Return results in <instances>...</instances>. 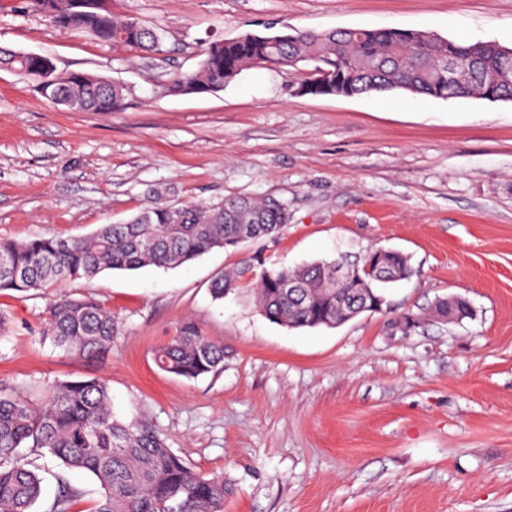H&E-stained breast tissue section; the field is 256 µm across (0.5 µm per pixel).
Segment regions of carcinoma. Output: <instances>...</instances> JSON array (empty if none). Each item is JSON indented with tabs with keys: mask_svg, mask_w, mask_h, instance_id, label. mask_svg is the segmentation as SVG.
Wrapping results in <instances>:
<instances>
[{
	"mask_svg": "<svg viewBox=\"0 0 512 512\" xmlns=\"http://www.w3.org/2000/svg\"><path fill=\"white\" fill-rule=\"evenodd\" d=\"M107 0H27L47 13L62 30L90 35L101 42L142 52H161L163 35L143 23L113 14ZM312 62L333 73L324 85L312 72L301 79L304 94L383 96L395 90L437 99L475 98L491 102L512 99V48L495 41H456L399 28L324 31L295 30L276 41L245 33L211 42L197 70L178 75L176 91L216 92L252 66L269 69ZM467 68L465 81L448 88V71ZM0 67L28 79L52 102L79 101L85 112L118 110L125 88L88 73L58 75L52 57L0 50ZM288 223L287 206L276 199L232 196L211 206L146 207L124 224H103L90 239L42 237L0 240V290L26 293L63 279L92 278L103 270L134 271L146 266L171 268L215 249L273 235ZM375 252L351 265L341 293L357 304H371L367 284L385 283ZM322 260L293 268L264 270L255 285L256 303L270 321L285 327H331L347 313L336 299V287ZM239 273L217 279L216 299L237 288ZM117 326L112 312L97 300L64 297L49 310L45 336L66 353L91 355L112 344ZM158 367L189 380L217 372L224 363V344L203 335L189 321L170 343L157 351ZM34 448L67 470L95 477L102 495L96 512H224L228 488L224 477L204 475L168 448L147 424L116 418L110 389L102 378L60 381L38 398L0 386V512H32L42 497L43 479L21 456ZM61 490L50 512H71L80 490L59 476Z\"/></svg>",
	"mask_w": 512,
	"mask_h": 512,
	"instance_id": "obj_1",
	"label": "carcinoma"
}]
</instances>
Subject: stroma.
<instances>
[{
    "instance_id": "obj_1",
    "label": "stroma",
    "mask_w": 512,
    "mask_h": 512,
    "mask_svg": "<svg viewBox=\"0 0 512 512\" xmlns=\"http://www.w3.org/2000/svg\"><path fill=\"white\" fill-rule=\"evenodd\" d=\"M159 29L163 50L61 31L0 0V46L60 72L121 83V110L71 112L0 69V238L90 236L155 204L274 198L273 236L170 269L106 270L0 291V384L36 394L105 379L120 419L146 423L195 471L223 475L224 512H512V102L309 96L298 70L248 68L223 90L171 91L203 47L243 33L401 27L512 46V0H111ZM376 249L411 276L380 311L290 329L259 311L254 281L213 280ZM90 295L118 333L71 355L45 339L50 305ZM461 295L473 318L430 317ZM193 321L224 344L195 380L155 353Z\"/></svg>"
}]
</instances>
